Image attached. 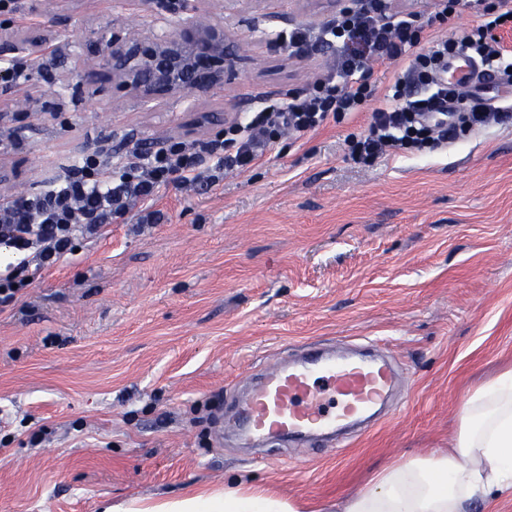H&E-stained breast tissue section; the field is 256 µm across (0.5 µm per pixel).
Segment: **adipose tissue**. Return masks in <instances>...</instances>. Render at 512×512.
<instances>
[{"label":"adipose tissue","mask_w":512,"mask_h":512,"mask_svg":"<svg viewBox=\"0 0 512 512\" xmlns=\"http://www.w3.org/2000/svg\"><path fill=\"white\" fill-rule=\"evenodd\" d=\"M495 494H512V372L464 401L451 448L383 469L371 484L337 501L335 512H471ZM112 512H298L260 492L228 489L170 501L133 499Z\"/></svg>","instance_id":"1"}]
</instances>
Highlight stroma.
I'll use <instances>...</instances> for the list:
<instances>
[{
    "instance_id": "35a3bbf8",
    "label": "stroma",
    "mask_w": 512,
    "mask_h": 512,
    "mask_svg": "<svg viewBox=\"0 0 512 512\" xmlns=\"http://www.w3.org/2000/svg\"><path fill=\"white\" fill-rule=\"evenodd\" d=\"M242 46L206 96L143 103L97 49L184 0H21L0 34L43 40L0 85V200L59 184L88 154L113 167L163 140H206L267 100L305 94L335 62L276 32L311 31L349 0H205ZM277 20H270V13ZM368 112L282 135L245 171L161 186L105 235L0 302V512H104L227 487L301 512L383 467L447 448L466 397L512 369V124L423 154L355 161ZM373 346L398 381L388 414L328 446L242 447L232 405L307 343Z\"/></svg>"
}]
</instances>
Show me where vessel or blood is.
Listing matches in <instances>:
<instances>
[{
    "instance_id": "1",
    "label": "vessel or blood",
    "mask_w": 512,
    "mask_h": 512,
    "mask_svg": "<svg viewBox=\"0 0 512 512\" xmlns=\"http://www.w3.org/2000/svg\"><path fill=\"white\" fill-rule=\"evenodd\" d=\"M392 382L382 360L338 357L311 343L300 360L258 376L238 404L235 425L243 439L257 443L323 436L383 404Z\"/></svg>"
}]
</instances>
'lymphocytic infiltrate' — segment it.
Returning <instances> with one entry per match:
<instances>
[{
  "mask_svg": "<svg viewBox=\"0 0 512 512\" xmlns=\"http://www.w3.org/2000/svg\"><path fill=\"white\" fill-rule=\"evenodd\" d=\"M509 22L512 10L499 14L493 5H485L480 23L460 38L420 53L416 47L426 26L415 14L392 11L388 0H357L356 6L342 8L314 38L335 51V69L315 81L306 95L243 113L228 128L238 138L234 156H225L223 143L216 140L195 151L177 142L135 154L128 172L118 177L85 158L72 165L59 186L1 203L0 244L21 260L16 269L0 275V294L12 290L17 271L29 264L41 269L70 254L77 235H102L107 226L124 223L134 207H149L161 185L184 187L198 181L203 158H212L217 172L248 168L274 147L280 133L304 135L328 118L360 111L371 98H379L380 104L366 133L352 146L353 155L363 160L380 157L389 148L422 152L456 139L465 126L511 122V106H495L435 81L441 64L455 54L472 56L511 80L512 62L492 35ZM314 39L295 29L276 37L296 53L306 52ZM384 62L397 64L399 70L380 92L368 73L372 65Z\"/></svg>",
  "mask_w": 512,
  "mask_h": 512,
  "instance_id": "f902f5d3",
  "label": "lymphocytic infiltrate"
}]
</instances>
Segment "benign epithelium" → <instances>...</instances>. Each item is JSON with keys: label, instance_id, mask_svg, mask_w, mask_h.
Here are the masks:
<instances>
[{"label": "benign epithelium", "instance_id": "benign-epithelium-1", "mask_svg": "<svg viewBox=\"0 0 512 512\" xmlns=\"http://www.w3.org/2000/svg\"><path fill=\"white\" fill-rule=\"evenodd\" d=\"M0 44L6 51H22L34 62L42 51L40 40ZM234 44L223 20L200 13L187 21L175 19L173 30L163 36L137 32L114 39L99 56L100 63L111 70L112 80L137 97L204 96L224 84Z\"/></svg>", "mask_w": 512, "mask_h": 512}]
</instances>
